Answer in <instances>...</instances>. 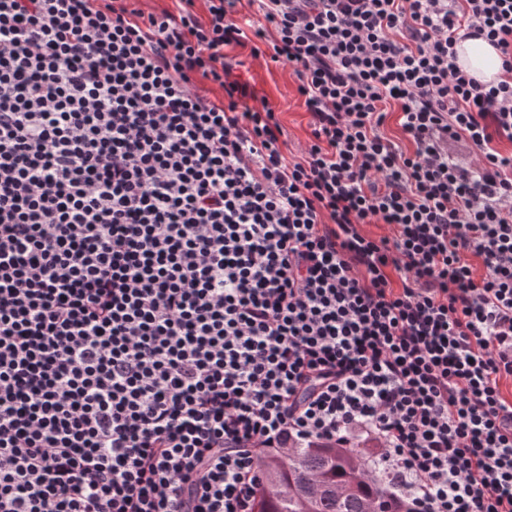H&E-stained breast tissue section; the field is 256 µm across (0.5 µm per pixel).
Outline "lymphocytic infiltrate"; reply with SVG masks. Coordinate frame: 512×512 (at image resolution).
Segmentation results:
<instances>
[{
	"instance_id": "obj_1",
	"label": "lymphocytic infiltrate",
	"mask_w": 512,
	"mask_h": 512,
	"mask_svg": "<svg viewBox=\"0 0 512 512\" xmlns=\"http://www.w3.org/2000/svg\"><path fill=\"white\" fill-rule=\"evenodd\" d=\"M136 2L0 0V512H255L360 436L405 512H512V0ZM458 62L481 83L497 80L501 73L500 54L482 39H467L456 45ZM245 62L236 73L246 82L258 100L265 98L272 104L288 133V145L293 155L300 156V149L309 138L310 116L304 99L297 92V79L290 65L267 62L263 57L254 59L249 48L237 47L231 52Z\"/></svg>"
}]
</instances>
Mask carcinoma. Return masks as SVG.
Segmentation results:
<instances>
[{"mask_svg": "<svg viewBox=\"0 0 512 512\" xmlns=\"http://www.w3.org/2000/svg\"><path fill=\"white\" fill-rule=\"evenodd\" d=\"M369 448L310 446L288 455H270L260 461L266 481L277 474L276 489L264 483L257 493V512H304L303 498L314 494L310 512H369L370 503L384 492L362 467Z\"/></svg>", "mask_w": 512, "mask_h": 512, "instance_id": "cac0c4a2", "label": "carcinoma"}]
</instances>
